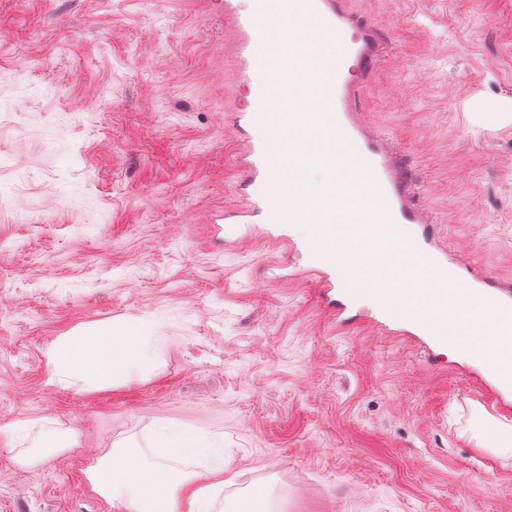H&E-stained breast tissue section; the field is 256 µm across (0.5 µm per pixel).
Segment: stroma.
<instances>
[{"mask_svg":"<svg viewBox=\"0 0 512 512\" xmlns=\"http://www.w3.org/2000/svg\"><path fill=\"white\" fill-rule=\"evenodd\" d=\"M392 41L358 106L414 200L483 275L512 284V0H350ZM231 32L220 0H0V512H122L88 466L155 431L209 438L217 512H512V459L466 362L336 324L279 253L211 227L239 201ZM152 319L154 365L47 385L57 336ZM497 438L490 450L500 458H512V427L508 423L495 422Z\"/></svg>","mask_w":512,"mask_h":512,"instance_id":"stroma-1","label":"stroma"}]
</instances>
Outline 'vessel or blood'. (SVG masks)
<instances>
[{"label":"vessel or blood","mask_w":512,"mask_h":512,"mask_svg":"<svg viewBox=\"0 0 512 512\" xmlns=\"http://www.w3.org/2000/svg\"><path fill=\"white\" fill-rule=\"evenodd\" d=\"M285 16L294 22L289 40L268 45L264 26ZM224 23L232 31L235 87L262 90L239 101L234 118L267 129L234 159L243 202L225 211L226 230L305 251L309 264L298 277L329 295L337 323L394 326L438 348L460 349L498 387L512 389V288L449 255L413 199L402 157L357 106L363 77L391 49L380 28L352 13L349 0H224ZM301 99L309 111H295ZM272 108L282 116L274 130L266 126ZM311 129L322 136L315 153L301 145ZM309 166L323 170L320 184L303 181ZM289 224L311 225L312 232L296 241L285 231ZM399 254L413 258L411 268L396 266ZM483 305L485 333H461L469 309Z\"/></svg>","instance_id":"vessel-or-blood-1"}]
</instances>
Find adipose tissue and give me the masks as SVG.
<instances>
[{"label": "adipose tissue", "instance_id": "1", "mask_svg": "<svg viewBox=\"0 0 512 512\" xmlns=\"http://www.w3.org/2000/svg\"><path fill=\"white\" fill-rule=\"evenodd\" d=\"M156 344L148 320L71 331L47 350L46 383L97 390L150 364ZM152 447L149 461L139 459L132 450L112 448L88 470L93 491L119 503L123 512H211V494L224 486L223 459H216L202 473L171 468L177 456L203 455L210 450L209 444L174 426L159 428Z\"/></svg>", "mask_w": 512, "mask_h": 512}]
</instances>
